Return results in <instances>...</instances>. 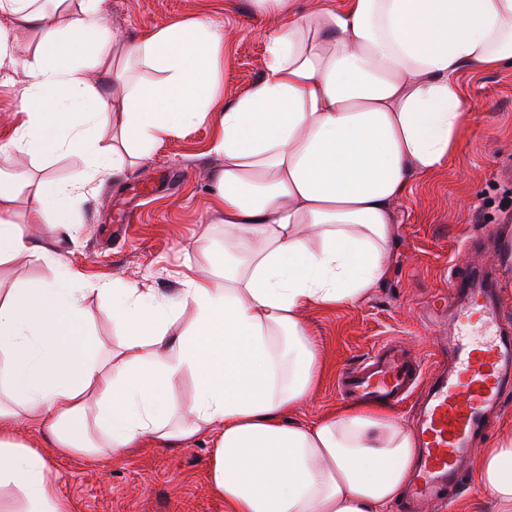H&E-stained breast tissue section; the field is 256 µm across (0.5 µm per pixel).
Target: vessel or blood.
I'll list each match as a JSON object with an SVG mask.
<instances>
[{
	"label": "vessel or blood",
	"mask_w": 512,
	"mask_h": 512,
	"mask_svg": "<svg viewBox=\"0 0 512 512\" xmlns=\"http://www.w3.org/2000/svg\"><path fill=\"white\" fill-rule=\"evenodd\" d=\"M462 301L448 338L446 374L430 385L420 412L423 448L413 495L426 501L459 485L463 452L486 432L487 416L512 388V332L498 318L489 287L471 273L451 281ZM417 359L388 351L342 375L343 393L359 401L388 404L400 399L420 376Z\"/></svg>",
	"instance_id": "obj_1"
}]
</instances>
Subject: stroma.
Here are the masks:
<instances>
[{
	"mask_svg": "<svg viewBox=\"0 0 512 512\" xmlns=\"http://www.w3.org/2000/svg\"><path fill=\"white\" fill-rule=\"evenodd\" d=\"M109 21L127 37L181 20L207 18L225 33L220 69L226 104L262 75L264 46L276 18L255 12L252 0H108ZM474 104L471 126L458 152L439 172L414 178L396 214L397 245L387 258L388 275L355 304L311 312L310 340L321 359V379L297 411L309 419L340 408L339 375L391 343L418 357L424 367L437 359L448 333L447 319H432L428 304L447 295L457 273L479 269L500 276L497 308L512 328V253L482 239L484 226L512 233V69L467 70L460 76ZM212 126L186 125L158 143L144 171L117 172L76 208L80 234L59 237L57 246L70 266L107 276L114 287L137 282L176 296L173 276L185 259L184 245L209 230L216 248L224 227L213 223L208 200L220 158L210 154ZM14 168L31 186L68 181L81 167L79 157L13 155ZM132 222H125V215ZM512 430V391L493 411L486 434L475 439L460 488L424 502L418 512H495L489 492L475 479L481 449ZM201 441L187 448L143 446L111 462L74 455L61 448L44 454L62 495L75 512H225L210 493Z\"/></svg>",
	"mask_w": 512,
	"mask_h": 512,
	"instance_id": "35a3bbf8",
	"label": "stroma"
}]
</instances>
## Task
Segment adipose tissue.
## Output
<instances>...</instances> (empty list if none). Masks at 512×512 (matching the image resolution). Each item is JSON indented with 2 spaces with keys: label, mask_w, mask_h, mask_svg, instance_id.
I'll use <instances>...</instances> for the list:
<instances>
[{
  "label": "adipose tissue",
  "mask_w": 512,
  "mask_h": 512,
  "mask_svg": "<svg viewBox=\"0 0 512 512\" xmlns=\"http://www.w3.org/2000/svg\"><path fill=\"white\" fill-rule=\"evenodd\" d=\"M105 3L72 12L66 0H0V69L19 63L15 46L29 38L0 154L86 160L70 181L30 195L28 221L72 230L66 204L123 161L144 166L182 125L212 124L210 151L224 166L210 211L225 248L202 233L176 296L113 289L74 270L54 239L18 230L22 185L0 169V266L35 255L56 271L0 295V493L23 512H74L43 445L109 459L146 440H206L209 486L226 512H391L418 440L388 409L362 403L295 419L318 373L304 315L358 302L385 280L409 183L444 167L471 122L459 73L512 67V0H347L313 13L253 0L281 23L260 79L218 117L223 32L191 19L131 40ZM90 68L111 71V95ZM90 292L114 298L103 316L125 329L116 349L100 351L85 326ZM186 379L185 402L175 391ZM475 475L495 512H512V435L482 449Z\"/></svg>",
  "instance_id": "obj_1"
}]
</instances>
